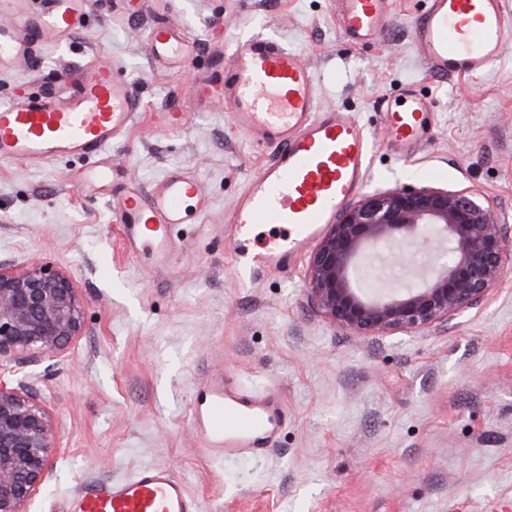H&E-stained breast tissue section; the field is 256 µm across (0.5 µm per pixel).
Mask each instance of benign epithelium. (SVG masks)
I'll list each match as a JSON object with an SVG mask.
<instances>
[{
    "instance_id": "1",
    "label": "benign epithelium",
    "mask_w": 512,
    "mask_h": 512,
    "mask_svg": "<svg viewBox=\"0 0 512 512\" xmlns=\"http://www.w3.org/2000/svg\"><path fill=\"white\" fill-rule=\"evenodd\" d=\"M412 243L440 246L430 274L390 291L364 289L373 253ZM512 232L468 190L412 186L364 196L341 210L310 256L308 293L318 312L357 336L425 330L480 302L504 278ZM72 282L43 262L0 263V369L16 355L53 356L81 329ZM54 452L52 418L17 384L0 381V512H26Z\"/></svg>"
}]
</instances>
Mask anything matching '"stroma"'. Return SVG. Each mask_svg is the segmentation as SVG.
Here are the masks:
<instances>
[{"label": "stroma", "mask_w": 512, "mask_h": 512, "mask_svg": "<svg viewBox=\"0 0 512 512\" xmlns=\"http://www.w3.org/2000/svg\"><path fill=\"white\" fill-rule=\"evenodd\" d=\"M423 0H394L371 44L343 35L335 0H91L66 34L28 38L43 0H0V104L73 88L111 58L142 110L111 150L118 191L193 175L212 206L173 228L163 262L132 243L111 204L81 192L101 157L35 166L0 160V263L41 260L70 277L83 327L56 357L18 355L16 377L53 419L55 451L29 512H64L81 488L165 465L197 512H501L512 500V262L501 286L448 322L360 337L320 316L305 270L244 272L227 227L235 199L275 155L191 94L218 52L281 39L321 81L319 101L366 130L362 194L405 185L467 189L512 225V30L480 77L433 73L412 41ZM172 22L181 59L148 33ZM413 85L432 98L429 140L408 159L387 145L384 100ZM234 371L272 387L288 422L261 457L209 453L193 410L206 379Z\"/></svg>", "instance_id": "obj_1"}]
</instances>
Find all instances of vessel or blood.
I'll return each mask as SVG.
<instances>
[{
    "mask_svg": "<svg viewBox=\"0 0 512 512\" xmlns=\"http://www.w3.org/2000/svg\"><path fill=\"white\" fill-rule=\"evenodd\" d=\"M413 41L428 66L441 75H482L505 50L512 15L504 0H425ZM343 33L367 45L393 19L392 0H338ZM89 0H48L32 36L73 29ZM157 55L180 59L184 42L174 24L149 34ZM193 93L229 114L251 140L277 145L272 162L239 196L231 234L241 268H279L297 257L319 228L334 223L336 210L362 188L371 152L369 139L343 109L319 103L313 71L297 52L266 37L234 42L219 81L204 79ZM141 103L129 82L114 78L103 58L84 73L76 89L51 92L0 106V158L49 160L62 154L107 151L133 123ZM433 101L412 87L399 104L385 103L388 147L408 157L426 141ZM129 239L146 238L168 256L165 225L185 223L189 211L206 214L208 197L198 184L170 173L145 193L112 200ZM270 228L265 245L257 228ZM200 431L210 452L232 457L259 454L286 408L272 391L245 390L236 374L206 385ZM66 512H196L184 484L167 468L141 467L133 476L74 494Z\"/></svg>",
    "mask_w": 512,
    "mask_h": 512,
    "instance_id": "obj_1",
    "label": "vessel or blood"
}]
</instances>
